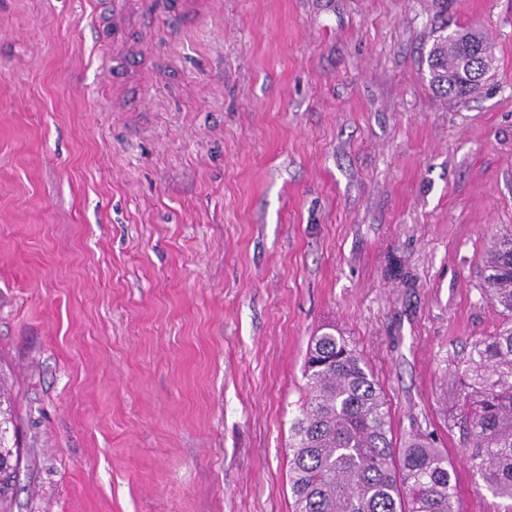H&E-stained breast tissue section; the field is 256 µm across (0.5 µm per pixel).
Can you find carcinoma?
I'll return each instance as SVG.
<instances>
[{
  "label": "carcinoma",
  "instance_id": "1",
  "mask_svg": "<svg viewBox=\"0 0 512 512\" xmlns=\"http://www.w3.org/2000/svg\"><path fill=\"white\" fill-rule=\"evenodd\" d=\"M466 57L441 29L429 50L431 84L466 97ZM482 295L504 327L474 342L456 370L470 435L464 452L491 495L512 502V231L486 255ZM304 378L289 445L293 512H461L448 449L421 437L396 445L381 387L354 341L334 330L311 337ZM18 465L10 449L0 458V506Z\"/></svg>",
  "mask_w": 512,
  "mask_h": 512
}]
</instances>
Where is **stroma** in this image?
Returning a JSON list of instances; mask_svg holds the SVG:
<instances>
[{"label": "stroma", "instance_id": "1", "mask_svg": "<svg viewBox=\"0 0 512 512\" xmlns=\"http://www.w3.org/2000/svg\"><path fill=\"white\" fill-rule=\"evenodd\" d=\"M0 0V386L8 512H292L308 343L354 340L393 438L431 433L464 512H507L464 456L455 371L502 318L512 0ZM495 69L429 82L439 25ZM152 3L136 0H112V56L118 57L124 54L128 41L126 25L131 16L140 10L152 7ZM7 427H4L3 433L0 434V445L2 448H8L5 444L7 441ZM2 457V455H0ZM15 456V459L13 460ZM19 465V453L15 450L13 453L11 448H8L4 457L0 460V508L9 499V494L13 489V479L15 478V472Z\"/></svg>", "mask_w": 512, "mask_h": 512}]
</instances>
